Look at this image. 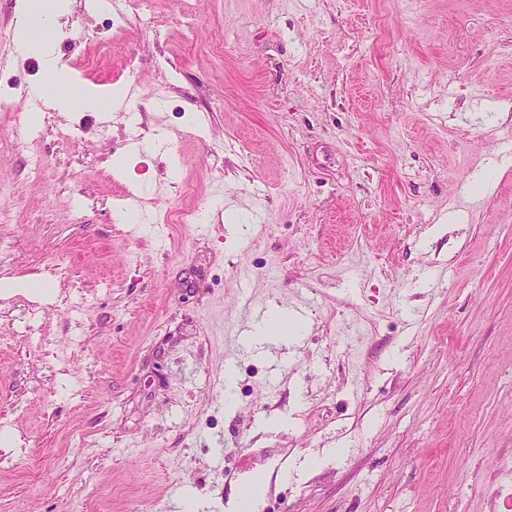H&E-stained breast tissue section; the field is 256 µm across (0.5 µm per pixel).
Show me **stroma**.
Returning <instances> with one entry per match:
<instances>
[{
	"label": "stroma",
	"mask_w": 512,
	"mask_h": 512,
	"mask_svg": "<svg viewBox=\"0 0 512 512\" xmlns=\"http://www.w3.org/2000/svg\"><path fill=\"white\" fill-rule=\"evenodd\" d=\"M20 5L0 0V286L57 292L0 289V512H179L190 487L236 512L260 462L262 512H491L512 0H143L118 36L70 0L58 64L102 92L71 111L31 104ZM301 303L277 342L236 338L254 305Z\"/></svg>",
	"instance_id": "35a3bbf8"
}]
</instances>
